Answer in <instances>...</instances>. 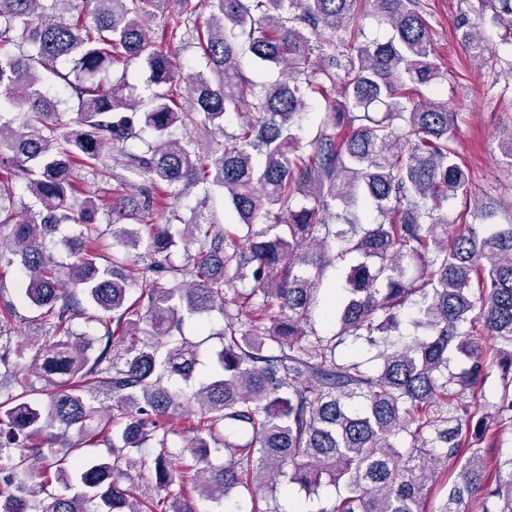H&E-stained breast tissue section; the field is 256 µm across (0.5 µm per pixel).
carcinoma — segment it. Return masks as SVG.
Returning a JSON list of instances; mask_svg holds the SVG:
<instances>
[{
	"label": "carcinoma",
	"mask_w": 512,
	"mask_h": 512,
	"mask_svg": "<svg viewBox=\"0 0 512 512\" xmlns=\"http://www.w3.org/2000/svg\"><path fill=\"white\" fill-rule=\"evenodd\" d=\"M483 2L511 35L512 0ZM77 3L0 0V44L18 47L0 54V264L19 263L20 296L45 327L24 364L26 347L11 348L0 333V386L23 387L32 374L45 383L43 399L24 390L0 400V512H145L122 485L118 462L149 441L158 450L138 463L155 487L189 483L212 512L240 487L273 494L286 484L315 494L325 482L344 494L317 512H428L433 486L450 472L438 512H471L473 504L512 512V456L492 479L481 448L488 419L512 427V222L470 225L448 242L441 210L467 198L468 176L453 146L456 114L425 94L443 74L419 0H207V71L183 78L188 109L160 46L189 27L198 5L179 0V14L159 29L145 0H83L68 21L52 14ZM367 6L390 37L338 50L336 33ZM461 27L469 56L485 61L483 36L466 21ZM243 48L284 67V78L247 79ZM316 52L324 65L311 78ZM135 60L150 71L144 112L124 81L99 80ZM44 74L74 101L73 124L62 123L59 101L44 93ZM303 79L332 103L309 152L295 133L307 108ZM13 109L23 118L17 126L4 117ZM229 113L240 117L231 134ZM187 124L224 136L218 152L171 137ZM146 129V150L126 151ZM116 152L175 200L200 184L224 192L247 244L208 219L175 234L169 224L138 227L153 199H115L99 185L80 192L75 174L105 167ZM16 182L40 204L39 220L19 216ZM359 202L379 222L359 230L331 211ZM102 210L128 220L112 225V247L134 250L142 235L149 239L148 275L138 284L143 314L129 302L131 257L102 262ZM64 223L80 227L65 240V262L48 241ZM180 244L185 262L175 266L169 253ZM351 253L360 261L335 313L339 332L318 336L311 317L325 270ZM245 276L248 293L236 286ZM255 297L270 322L261 331L229 313ZM82 299L103 328L97 350L69 327ZM409 304L423 336L399 345L389 336ZM214 312L225 319L221 347L209 354L206 378L181 396L164 380L189 383L201 364V344L182 326ZM345 336L381 348L377 373L337 360ZM454 356L457 372L448 368ZM495 371L498 402L479 417L475 390ZM176 414L196 416L186 446L193 464L182 468L164 427ZM80 444L95 448L75 466L82 491L48 490L52 469L70 486L65 461ZM197 501L176 499L169 512H199Z\"/></svg>",
	"instance_id": "obj_1"
}]
</instances>
